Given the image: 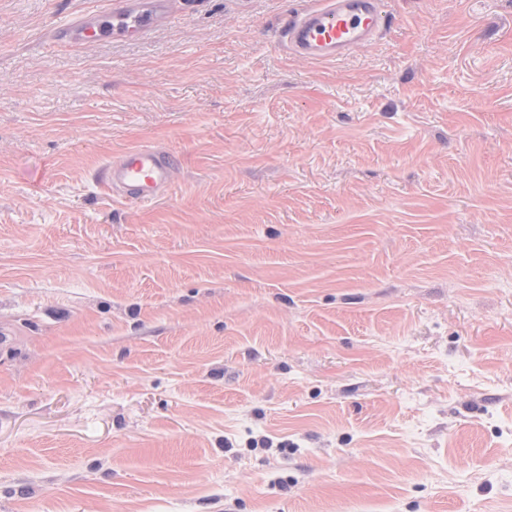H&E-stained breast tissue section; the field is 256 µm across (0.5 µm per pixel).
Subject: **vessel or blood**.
<instances>
[{
	"mask_svg": "<svg viewBox=\"0 0 512 512\" xmlns=\"http://www.w3.org/2000/svg\"><path fill=\"white\" fill-rule=\"evenodd\" d=\"M172 0H108L55 26L51 41L59 46L138 39L157 28L170 13ZM385 0H321L286 22L284 44L294 54L328 61L371 42L386 25ZM175 158L166 151L132 147L100 167L97 182L124 201L151 203L165 198L172 186Z\"/></svg>",
	"mask_w": 512,
	"mask_h": 512,
	"instance_id": "1",
	"label": "vessel or blood"
}]
</instances>
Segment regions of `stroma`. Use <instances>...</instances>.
I'll list each match as a JSON object with an SVG mask.
<instances>
[{
  "instance_id": "1",
  "label": "stroma",
  "mask_w": 512,
  "mask_h": 512,
  "mask_svg": "<svg viewBox=\"0 0 512 512\" xmlns=\"http://www.w3.org/2000/svg\"><path fill=\"white\" fill-rule=\"evenodd\" d=\"M314 2L0 0V512H512V0ZM172 1L109 0L104 8L54 26L50 39L59 46L136 40L164 22ZM384 0H321L286 22L284 44L294 54L335 60L371 42L386 25ZM175 167V158L166 151L149 146L132 147L118 160L100 167L95 179L121 200L151 203L168 195Z\"/></svg>"
}]
</instances>
